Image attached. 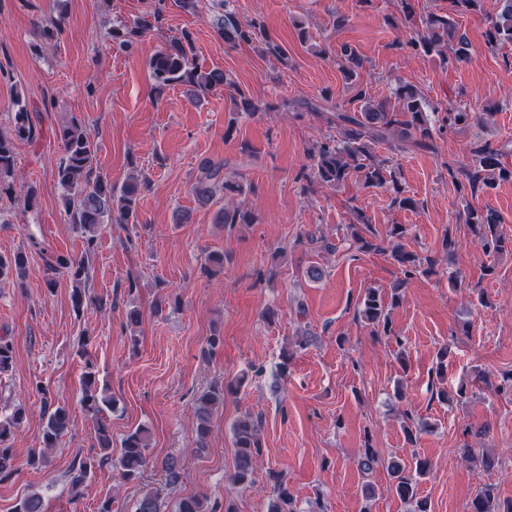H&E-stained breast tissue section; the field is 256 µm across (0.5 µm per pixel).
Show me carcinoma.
<instances>
[{
    "instance_id": "cac0c4a2",
    "label": "carcinoma",
    "mask_w": 512,
    "mask_h": 512,
    "mask_svg": "<svg viewBox=\"0 0 512 512\" xmlns=\"http://www.w3.org/2000/svg\"><path fill=\"white\" fill-rule=\"evenodd\" d=\"M162 2L139 20L126 24H112L108 36L112 48L117 52L129 53L137 41L159 22L162 16ZM498 13L490 18L487 31L488 41L492 44L512 43V0H499ZM452 13L446 15L429 14L421 20V26L411 29L407 44L416 52L426 55L435 53L445 57L451 52L458 60L467 57L466 43L457 37V21L453 14L465 11H477L481 0H450ZM217 12L210 17V23L217 35L230 47L239 44H261V53L274 57H282L285 51L278 44L262 37L263 21L255 18L249 22H240L228 11L225 0L215 3ZM192 37L188 32L171 41L167 48L154 55L148 68L156 89L164 90L173 86H182L186 94L200 100L211 93L224 88L234 90L230 95L231 104L237 112L253 113L256 104L235 86L227 74L220 69L205 70L190 60ZM397 105L386 103L373 104L365 90L358 91L356 98L361 102L356 112H338L335 115L336 127L340 128L341 139L328 137L316 143L309 155L314 161L311 175L305 177L307 184L335 188L347 180L357 177L368 188H378L387 182L395 181V170L387 158L376 159L373 146L389 141L395 132H400L402 141H411L416 148H430L427 140L431 139L427 124L424 105L425 99L421 92L413 86L402 85L396 93ZM419 137H414V134ZM35 137L34 126L27 106L19 105L13 113L12 134L0 133V197H12L18 193L24 195L28 207H34L37 195L31 187L15 177V141H31ZM58 138L64 150V156L58 167V183L63 189V201L70 223L83 237L84 253L81 257L55 253L41 249L43 265L48 278L47 288H52L55 277L65 274L73 283L72 302L78 311L86 304V288L90 278L89 259L98 246L99 231L106 224H117L123 230L128 225L138 224L137 207L139 197L147 187L144 176H130L120 186L100 177L94 178L93 165L96 161L97 146L86 127L76 119H71L58 129ZM474 166L462 171V176L469 188L479 183L492 188L499 180L512 178V171L501 163V153L487 144L477 143L471 147ZM195 200L202 204L215 203L217 195H242L244 188L239 183L224 180V161H207L201 167V175L190 187ZM467 223L471 225L475 237L486 253H503L512 250V238L500 231V220L492 212L469 209L466 212ZM217 223L226 226L234 224H254L255 215L241 204L224 205L217 212ZM353 239L364 252L388 255L401 270L403 280L414 278L423 266L431 264V259L421 261L416 255L406 251L399 240L406 235L407 228L403 224L392 226L389 235L396 243L387 248L368 239L373 234L372 225L364 218L349 225ZM27 257L17 253L9 258L0 257V279L13 278L20 282L26 275ZM389 304L379 291L374 288L366 290L359 311L361 317L368 322L375 333L390 336L392 334L387 308ZM13 345L0 337V374L12 368ZM244 377H236L215 386L203 393L197 400V434L203 438L210 431V422L216 407L224 403V395L236 393L241 388ZM94 364L85 361L82 375V402L88 412L94 416V430L97 443L102 451L99 459L87 458L78 462L69 471V484L75 495H80L88 482L96 461L112 458V437L103 413L112 409V400L105 395L96 393ZM46 422L43 431V447L31 453L28 464L36 468H46L50 464L49 449L56 447L57 442L69 429L70 414L66 407L58 405L50 408L45 404ZM23 419L22 410H17L0 419V480L16 471L15 456L9 444L14 430ZM232 437L235 453L234 471L230 481L234 486H246L252 483L254 473L261 456L260 425L252 416L245 415L232 425ZM150 438L148 431L138 427L130 431L123 439L119 456L114 459L118 478L130 481L141 477L148 466ZM391 470L396 479L395 490L406 500L416 496L418 479L428 474V462L422 459L415 461L412 468H407L396 461L391 462ZM276 496L270 504V512H298L294 495L278 483L275 487ZM165 503L160 495L147 490L137 500L135 512H164ZM13 512H46L42 497L28 494L15 505ZM171 512H217V508L209 507L207 499L198 495H187L179 498ZM470 512H499L493 485L482 486L472 500Z\"/></svg>"
}]
</instances>
